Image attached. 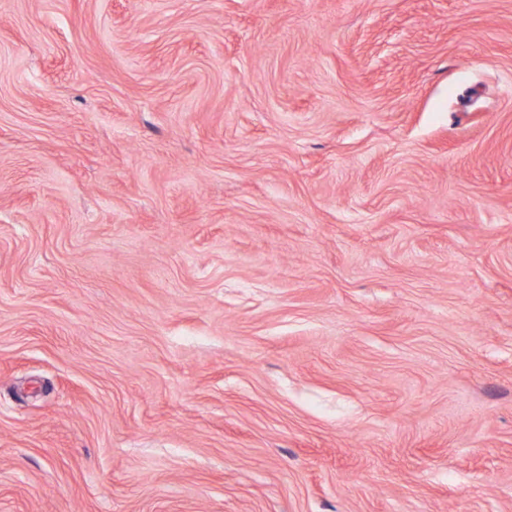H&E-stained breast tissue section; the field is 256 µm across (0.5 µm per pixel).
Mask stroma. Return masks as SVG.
Returning a JSON list of instances; mask_svg holds the SVG:
<instances>
[{
  "label": "stroma",
  "instance_id": "stroma-1",
  "mask_svg": "<svg viewBox=\"0 0 512 512\" xmlns=\"http://www.w3.org/2000/svg\"><path fill=\"white\" fill-rule=\"evenodd\" d=\"M0 512H512V0H0Z\"/></svg>",
  "mask_w": 512,
  "mask_h": 512
}]
</instances>
